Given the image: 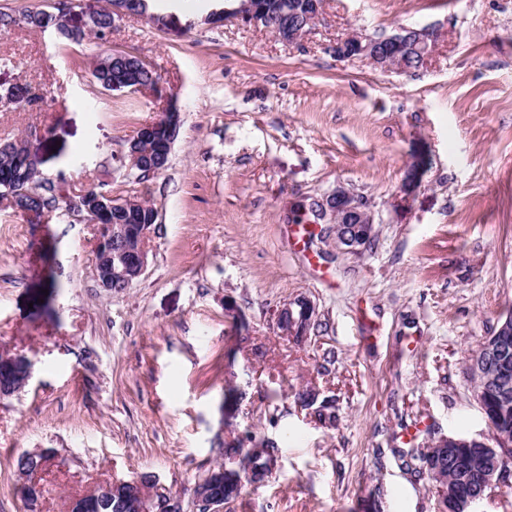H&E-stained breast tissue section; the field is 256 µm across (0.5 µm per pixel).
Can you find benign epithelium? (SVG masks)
I'll return each instance as SVG.
<instances>
[{"label":"benign epithelium","mask_w":512,"mask_h":512,"mask_svg":"<svg viewBox=\"0 0 512 512\" xmlns=\"http://www.w3.org/2000/svg\"><path fill=\"white\" fill-rule=\"evenodd\" d=\"M241 21L253 26L271 29L275 36L285 42H295L300 34L279 30L262 0H238V5L213 14L212 22ZM435 32L428 27L403 26L394 34L381 37L353 35L341 39L332 46L339 59L361 58L381 70L404 71L402 60L408 45L428 58L433 52ZM181 124L176 105L170 103L163 111L162 118L139 130L131 138L134 145L148 135L156 137L155 165L150 175L163 172L170 156L175 137L172 128ZM425 154L417 155L409 168L396 201H406L420 184L425 164ZM302 210L317 215L318 222L332 225L336 247L360 253L373 241L375 216L365 199L358 193L343 186L331 193L314 198L302 205ZM100 236L95 254H104L106 263L94 260V271L98 285L107 291H122L136 282L146 271L149 262V224H100ZM317 318L315 304L306 296H296L285 301L275 312V324L280 333L298 340L309 336V329ZM512 349V315L501 319L493 336L489 337L473 354L472 372L486 378L488 388L476 393L483 410L488 412L486 402L490 398L507 407L505 398L512 393V370L509 369L508 351ZM32 377L31 361L18 354L0 355V398L13 396ZM512 447V433H503L492 441L469 439L459 436H441L428 449L427 475L437 492V512H474V506L482 501L492 489L508 482L512 476V456L507 449ZM480 449L478 465L470 468L467 484L461 488H448L446 472L465 464L471 451ZM210 482L199 481L193 487L192 504L196 512H221L219 500L213 498L211 483L224 481V494L231 499L240 493L244 478L238 467H226L209 474ZM141 487L138 478L113 479L97 487L96 499L103 502L122 488ZM134 512H151L160 508L164 512H184L183 500L163 492L141 494L129 502Z\"/></svg>","instance_id":"obj_1"}]
</instances>
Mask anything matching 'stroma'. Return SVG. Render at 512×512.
Segmentation results:
<instances>
[{
  "label": "stroma",
  "mask_w": 512,
  "mask_h": 512,
  "mask_svg": "<svg viewBox=\"0 0 512 512\" xmlns=\"http://www.w3.org/2000/svg\"><path fill=\"white\" fill-rule=\"evenodd\" d=\"M214 7L159 0L165 25L129 15L104 43L0 35V91L45 95L0 111V143L25 140L63 194L100 186L158 213L145 273L111 293L94 225L32 220L0 192V351L33 362L0 400V512H25V452L54 449L39 512H68L101 481L144 474L190 500L233 435L276 443L280 468L223 512H437L398 452L409 434L416 448L489 436L470 365L512 313V0H324L291 44L261 26L188 27ZM402 26L437 32L418 72L331 51ZM113 51L150 63L179 109L161 174L138 178L126 152L165 98L103 90L92 70ZM419 147L421 185L397 204ZM339 185L368 200L372 245L343 251L322 231L295 252L293 210ZM300 294L318 325L296 342L274 312ZM230 385L242 397L228 403ZM306 387L335 398V426L299 406Z\"/></svg>",
  "instance_id": "35a3bbf8"
}]
</instances>
